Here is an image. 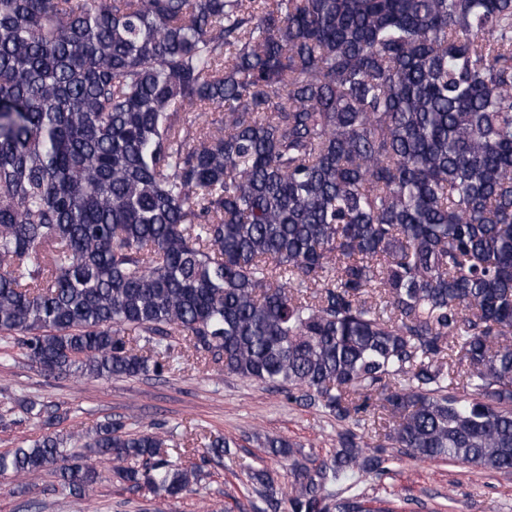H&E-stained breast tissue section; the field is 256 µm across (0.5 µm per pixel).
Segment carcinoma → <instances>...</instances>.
<instances>
[{
	"instance_id": "obj_1",
	"label": "carcinoma",
	"mask_w": 512,
	"mask_h": 512,
	"mask_svg": "<svg viewBox=\"0 0 512 512\" xmlns=\"http://www.w3.org/2000/svg\"><path fill=\"white\" fill-rule=\"evenodd\" d=\"M182 341L371 419L288 512H364L389 448L512 471V0H0V344L99 380ZM234 447L106 419L0 472L178 499Z\"/></svg>"
}]
</instances>
